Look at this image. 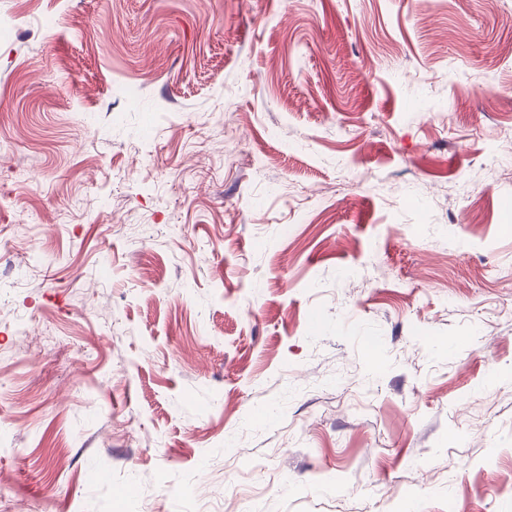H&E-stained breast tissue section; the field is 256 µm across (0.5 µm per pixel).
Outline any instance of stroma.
I'll return each mask as SVG.
<instances>
[{"label": "stroma", "instance_id": "35a3bbf8", "mask_svg": "<svg viewBox=\"0 0 512 512\" xmlns=\"http://www.w3.org/2000/svg\"><path fill=\"white\" fill-rule=\"evenodd\" d=\"M0 502L512 512V0H0Z\"/></svg>", "mask_w": 512, "mask_h": 512}]
</instances>
